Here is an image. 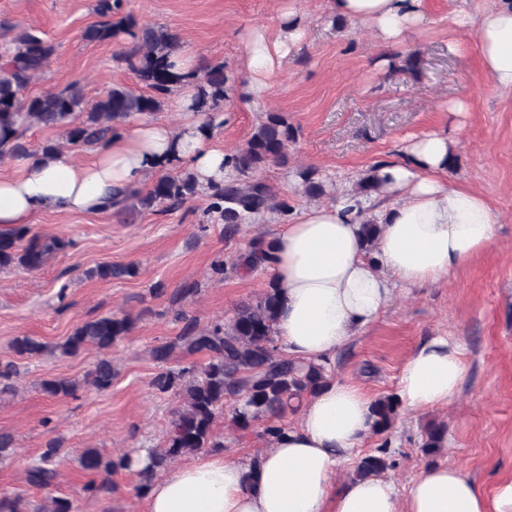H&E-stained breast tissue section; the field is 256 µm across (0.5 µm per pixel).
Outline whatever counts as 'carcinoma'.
I'll return each instance as SVG.
<instances>
[{
	"label": "carcinoma",
	"mask_w": 512,
	"mask_h": 512,
	"mask_svg": "<svg viewBox=\"0 0 512 512\" xmlns=\"http://www.w3.org/2000/svg\"><path fill=\"white\" fill-rule=\"evenodd\" d=\"M121 0H99L98 12L104 21L84 32L88 41H104L120 32H132L134 42L119 54L118 60L133 71L140 83L151 90L147 96L124 86L105 92L91 106H86L83 88L72 83L58 91H49L27 100L21 92L42 72L55 47L48 41L22 30L15 34V51L0 63V160L9 158H43L59 151L55 143H45L34 149L24 141L25 131L34 125L64 130L66 141L78 149H95L112 140L132 115H150L162 109L166 96L182 76L175 71L174 58L178 50L176 37L156 27L133 31L135 22L128 17L114 19L120 14ZM196 105L206 113L216 111L224 100L228 78L224 66L206 67L197 77ZM296 138V129L280 112H267L256 126L247 143L233 155L236 179L215 186L208 194L207 212L223 221L229 232L238 225L267 209L288 211V203L276 201L265 184L253 179L261 167L274 163L288 165V144ZM377 167H372L355 184L352 192L370 197L378 192L380 181ZM298 177L310 197L325 194L317 170L304 168ZM201 187L195 176L185 171L174 177L160 175L144 195L134 190H116L112 208L118 213L145 210L156 204L169 209L182 206L199 195ZM69 246L59 236H40L31 233L27 225L0 231V271L22 268L41 269L56 253ZM269 260V255L251 243L248 252L240 257L241 265L256 269ZM136 274L134 265L105 264L90 272L103 279L121 278ZM278 306V288L269 284L256 302L240 304L224 325L199 329L189 323L183 333L171 342L153 349L159 362L170 359L181 350L187 353L205 351L208 362L199 367H184L158 374L153 386L161 393L175 391L180 399L173 412L164 445L150 449L146 465L136 470L147 488L157 472L186 454L224 447V438L215 431L216 422L224 417V406L231 400L232 424L246 430L256 422L265 423L263 433L274 437L282 430L287 410L293 403L318 391L326 382L325 368L319 364L301 363L281 352L275 344L274 322ZM135 319L127 314L107 313L78 325L67 338L55 345L43 343L30 336L14 340L13 350L19 358L50 355L59 359L75 357L86 348L94 347L101 357L86 375L84 383L97 390L112 385L116 369L112 362V347L134 328ZM42 391L50 397H67L74 393L76 382L66 377H54L41 382ZM400 402L390 394L376 398L371 406L372 433L383 435L394 426ZM446 427L432 422L426 427L423 451L430 455L442 447ZM60 442L51 440L39 461L27 471V482L48 487L57 479L56 459ZM81 469L101 478L91 482L97 491H111L112 473L132 469V459L123 454L107 456L97 448H85L78 458ZM391 467L386 447L378 453L360 459L355 468L358 478L379 476ZM0 512H31L30 503L21 495L0 497Z\"/></svg>",
	"instance_id": "obj_1"
}]
</instances>
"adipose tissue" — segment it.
<instances>
[{"label": "adipose tissue", "mask_w": 512, "mask_h": 512, "mask_svg": "<svg viewBox=\"0 0 512 512\" xmlns=\"http://www.w3.org/2000/svg\"><path fill=\"white\" fill-rule=\"evenodd\" d=\"M331 8L351 25L370 27L385 45L402 43L429 21L423 0H331ZM456 22L475 28L494 88L512 92V0H493L479 17L460 14ZM303 36L296 23L274 34L252 29L246 92L261 95ZM176 69L184 79L168 105L182 117L180 129L144 118L96 148L91 160L61 151L25 163L19 174L0 178V226L24 225L47 211L106 210L113 190L143 185L168 169L188 170L204 187L229 181L231 155L195 105L196 55L182 54ZM451 159L448 134H426L405 148L401 162L378 169L383 207L365 199L356 205L344 194L294 213L262 240L279 286L275 328L284 352L333 368L337 353L379 319L396 288L445 282L493 244L498 214L479 192L448 182ZM366 221L381 227L371 252L360 232ZM464 377L461 346L432 336L403 361L397 396L410 410L443 408ZM371 432L369 396L352 381L329 378L267 448L245 459L200 455L155 479L145 512H512V479L488 496L461 467L445 463L424 468L404 488L381 476L337 484L340 466Z\"/></svg>", "instance_id": "ef3b65f1"}]
</instances>
